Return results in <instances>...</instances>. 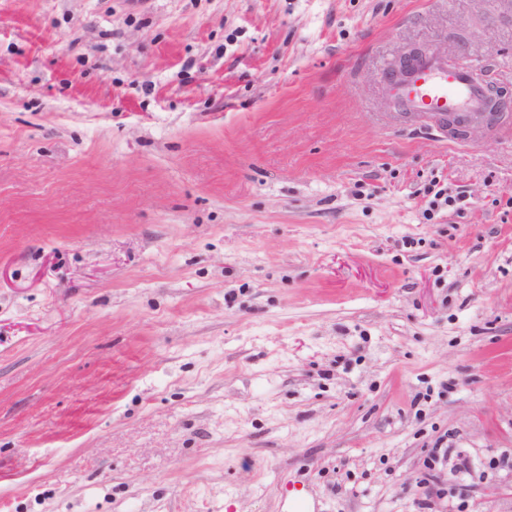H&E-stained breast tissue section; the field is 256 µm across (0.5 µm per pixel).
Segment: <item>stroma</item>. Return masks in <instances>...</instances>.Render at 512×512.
Returning a JSON list of instances; mask_svg holds the SVG:
<instances>
[{"mask_svg": "<svg viewBox=\"0 0 512 512\" xmlns=\"http://www.w3.org/2000/svg\"><path fill=\"white\" fill-rule=\"evenodd\" d=\"M434 45L512 99V0H0V512H512V120L404 123Z\"/></svg>", "mask_w": 512, "mask_h": 512, "instance_id": "35a3bbf8", "label": "stroma"}]
</instances>
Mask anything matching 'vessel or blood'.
<instances>
[{
	"instance_id": "1",
	"label": "vessel or blood",
	"mask_w": 512,
	"mask_h": 512,
	"mask_svg": "<svg viewBox=\"0 0 512 512\" xmlns=\"http://www.w3.org/2000/svg\"><path fill=\"white\" fill-rule=\"evenodd\" d=\"M386 88L403 111L423 118L482 112L488 103L485 85L469 68L433 54L411 60L401 73H387Z\"/></svg>"
}]
</instances>
